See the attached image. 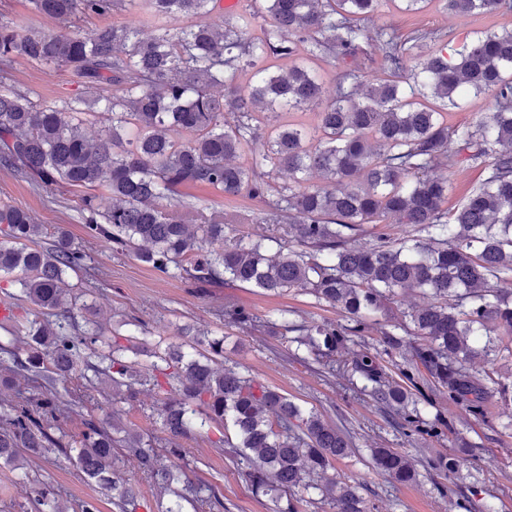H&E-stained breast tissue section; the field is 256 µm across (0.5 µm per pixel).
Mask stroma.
I'll use <instances>...</instances> for the list:
<instances>
[{
	"instance_id": "stroma-1",
	"label": "stroma",
	"mask_w": 512,
	"mask_h": 512,
	"mask_svg": "<svg viewBox=\"0 0 512 512\" xmlns=\"http://www.w3.org/2000/svg\"><path fill=\"white\" fill-rule=\"evenodd\" d=\"M371 25L390 27L403 36L416 29L443 30L450 35L449 48L455 49L484 33L512 30V11L455 15L445 12L438 0H430L425 8L414 13L397 8L393 0H383ZM9 83L42 106L58 105L61 99L82 91L78 78L64 67L23 59L17 60L11 69ZM182 194L187 200L230 215L253 214L261 208L258 201L248 196L227 198L201 186L183 188ZM0 202L26 210L41 224L45 235H53L62 228L75 243L82 245L88 265L101 271L98 290L90 302L97 311V320L107 331L132 334L134 328L129 321L133 318L143 322L144 334L152 343L179 342V333L185 327L211 330L224 336L225 354L248 367L265 384L278 388L305 408L316 409L326 419L344 413L359 448L370 445L395 448L405 452L416 465L422 459L450 451L452 444L445 436L418 445L408 442L389 426L372 402L361 398L346 383L325 378L315 365L288 358L276 338L241 332L216 316L224 306L241 305L263 318L289 311L290 322L298 325L311 320L341 321L336 309L313 304L309 296L297 290L272 295L247 286H223L203 295L195 294L184 282L154 270L133 256L113 252L111 246L88 236L78 220L77 197L73 192L46 190L2 169ZM163 400V394L148 384L140 387L132 400L120 394L99 397L92 412L102 421L110 414H117L124 425L149 436L154 447L160 448L164 440L156 423V410ZM488 407L489 420L485 423L474 421L460 407L448 402L441 409L453 415L455 428L476 446L471 474L460 483L462 491L478 489L492 503L495 512H512V437L498 431L501 423L512 418V407L494 401ZM218 438V432L212 429L205 437L186 441L188 453L183 465L188 477L197 483L213 485L224 502L223 512H273V502L254 495L239 469L230 465L215 448ZM336 469L361 483L372 512H455L448 498L436 489L438 476L428 475L415 483L395 487L368 469L358 455L341 460ZM44 482L61 488L57 500L59 512H75L77 503L89 498L98 499L100 512H115L110 497L61 455L30 459L21 470L0 466V512H34L31 499L35 489Z\"/></svg>"
}]
</instances>
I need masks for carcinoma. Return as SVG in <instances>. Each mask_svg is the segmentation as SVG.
<instances>
[{
    "mask_svg": "<svg viewBox=\"0 0 512 512\" xmlns=\"http://www.w3.org/2000/svg\"><path fill=\"white\" fill-rule=\"evenodd\" d=\"M216 0H30L38 15L56 19L60 32H22L0 18V70L18 59L69 68L85 95L42 107L27 94L0 88V168L45 188L83 189L77 206L90 237L129 252L153 269L199 291L248 285L280 295L299 289L335 308L344 323L290 325L228 306L224 321L246 332L280 337L287 353L320 366L331 378L359 384L411 442L438 438L453 424L444 400L476 421H488L496 396L512 405V385L473 370L512 356V30L490 33L443 52V32L416 30L402 42L386 27L390 78L363 81L353 71L323 98L315 65L355 55L369 41L365 21L381 0H247L234 18L212 19ZM453 14L492 13L512 0H440ZM138 6L157 22L144 37L131 23L98 27L89 37L74 28L85 15ZM294 60L288 69L271 61ZM251 69L249 84H234ZM224 89V96L214 94ZM473 94L491 99L476 124L448 129L444 110ZM317 111L314 126L291 114ZM110 115L97 138L84 132L88 117ZM233 121L224 120V113ZM188 130L185 141L178 134ZM248 154L246 163L235 159ZM481 169L482 179L451 212L448 175L428 171L441 157ZM286 171L292 181L280 182ZM319 173L322 185H303ZM205 186L263 204L265 224H285L271 235L275 250L224 228L248 216L181 199L180 189ZM106 189L112 205L99 210L93 191ZM193 223H188L187 217ZM410 224L415 233H372L367 224ZM0 272L16 274L25 320L0 343V385L24 373L28 391L0 398V464L19 467V449L33 457L62 454L106 493L119 512H137L143 492L123 476L119 455L131 456L154 481L156 500L174 496L162 512L222 508L215 490L184 477L182 440L215 427L233 431L224 453L239 464L253 493L275 512H301L320 500L334 512H370L357 483L329 475L358 451L354 437L306 411L278 389L224 357V338L192 336L153 353L121 346L93 320L78 317L64 278L84 270L86 254L60 228L48 243L25 211L0 205ZM372 244H355L360 236ZM422 291L433 302L386 318L379 338L365 341L377 317L401 293ZM295 333L293 337L281 330ZM352 346L351 356H341ZM106 384L136 396V386L175 381L176 395L159 411L165 447L136 431L106 426L86 409L87 393L71 388ZM79 422L78 438L68 425ZM454 454L426 459L439 474L443 497L460 512H493L492 505L456 489L473 445L459 438ZM368 464L389 482L407 485L419 471L393 448L369 449ZM60 490L37 489L42 512H56Z\"/></svg>",
    "mask_w": 512,
    "mask_h": 512,
    "instance_id": "cac0c4a2",
    "label": "carcinoma"
}]
</instances>
